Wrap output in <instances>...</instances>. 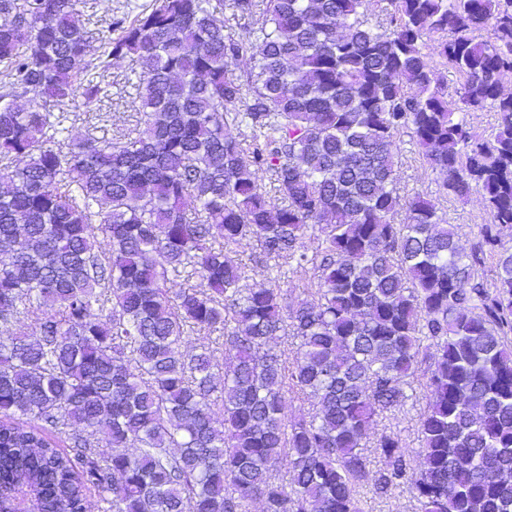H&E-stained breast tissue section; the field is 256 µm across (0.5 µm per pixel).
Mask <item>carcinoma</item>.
I'll use <instances>...</instances> for the list:
<instances>
[{
	"label": "carcinoma",
	"instance_id": "1",
	"mask_svg": "<svg viewBox=\"0 0 512 512\" xmlns=\"http://www.w3.org/2000/svg\"><path fill=\"white\" fill-rule=\"evenodd\" d=\"M368 2L151 0L92 33L80 0H0V512L92 490L98 512H364L403 486L420 512H512V0H388L382 31ZM123 64L140 119L71 138ZM404 133L447 194H482L471 252L400 196ZM201 333L231 361L182 351ZM418 372V447L380 434L373 471L363 440Z\"/></svg>",
	"mask_w": 512,
	"mask_h": 512
}]
</instances>
